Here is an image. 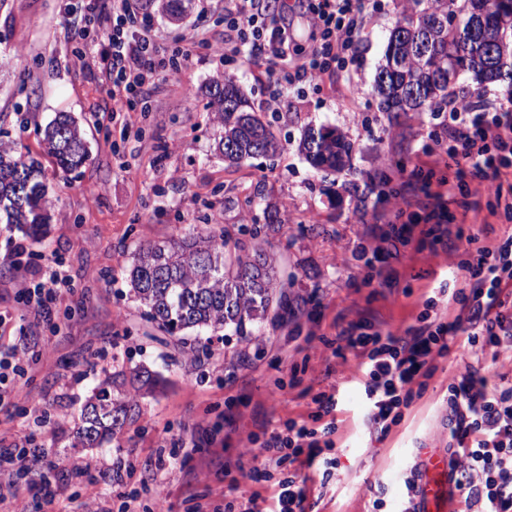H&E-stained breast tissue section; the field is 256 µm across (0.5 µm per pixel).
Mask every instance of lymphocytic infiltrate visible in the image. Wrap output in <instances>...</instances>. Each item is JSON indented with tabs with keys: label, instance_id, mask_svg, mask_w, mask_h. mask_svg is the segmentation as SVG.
I'll use <instances>...</instances> for the list:
<instances>
[{
	"label": "lymphocytic infiltrate",
	"instance_id": "lymphocytic-infiltrate-1",
	"mask_svg": "<svg viewBox=\"0 0 512 512\" xmlns=\"http://www.w3.org/2000/svg\"><path fill=\"white\" fill-rule=\"evenodd\" d=\"M302 6L313 26V44L305 53L288 32L284 0H224L213 20L224 29V65L249 61L262 67L267 83L277 87L267 102L271 112L291 106L280 87L300 86L328 70L347 68L368 18L384 3L302 0ZM107 17L112 34L100 63L112 83L116 113L147 106L149 82L178 69L209 44L203 30L188 39L158 35L142 0H89L86 22L99 26ZM418 153L423 162L412 170L411 179L426 204L386 240L401 243L421 229L430 246L458 252L457 268L465 274V285L432 289L415 325L404 334L362 319L342 326L333 342L338 350L355 351L363 359L368 429L379 438L402 421L413 398L425 390L434 360L465 342L476 360L464 377L448 386L449 458L465 460L456 469L454 512H512V375L490 371L492 362L512 351V95L504 94L492 112L449 106ZM476 179L494 182L495 201L488 209L506 225L491 246L480 244L463 225L448 222L450 205L466 212L475 209L470 184ZM8 258L25 274L17 303L41 318H52L56 287L66 280L63 259L20 243ZM453 304L460 313L449 322L443 310ZM30 360L24 330H16L9 345H0V406L6 404L11 386L28 376ZM313 402L314 409L285 421L262 445L270 467L265 478L275 489L270 508H262L254 497L243 512H308L304 471L310 467L319 471L321 487H328L338 465L326 455L334 447L338 402L332 391L316 394Z\"/></svg>",
	"mask_w": 512,
	"mask_h": 512
}]
</instances>
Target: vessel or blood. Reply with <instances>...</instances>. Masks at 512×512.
<instances>
[{
  "label": "vessel or blood",
  "mask_w": 512,
  "mask_h": 512,
  "mask_svg": "<svg viewBox=\"0 0 512 512\" xmlns=\"http://www.w3.org/2000/svg\"><path fill=\"white\" fill-rule=\"evenodd\" d=\"M450 489L447 453L429 448L422 449L418 460L414 498L416 512H449Z\"/></svg>",
  "instance_id": "1"
}]
</instances>
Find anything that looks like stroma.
Masks as SVG:
<instances>
[{
    "mask_svg": "<svg viewBox=\"0 0 512 512\" xmlns=\"http://www.w3.org/2000/svg\"><path fill=\"white\" fill-rule=\"evenodd\" d=\"M88 0H0V141L16 142L42 163L51 185L49 222L39 236L0 233V258L11 243L56 253L69 284L59 292L52 322L21 307L20 274L0 278V319L37 336L38 360L28 379L0 408V448L20 442L40 412L51 415L41 440L47 457L36 471L0 473L11 492L0 512H115L112 464L134 465L128 483L152 474L159 449L183 442L174 462L153 484V512H180L184 499L223 503L228 486L241 500L272 494L263 477L262 443L279 422L312 405L321 390L339 399L333 436L338 466L314 512H398L404 479L424 448L448 447V385L468 371L464 343L439 358L424 395L382 439L370 435L358 383L362 360L333 353L323 339L336 327L374 315L400 334L421 310L431 288L456 268L455 252L423 246L419 235L386 259L375 227L417 210L409 173L433 125L429 113L379 111L372 95L390 30L411 0H388L357 41L347 71L318 75L290 112L264 110L265 76L249 63L232 75L269 125L280 153L227 165L214 150L218 131L202 87L223 78L221 29L210 30L211 51L193 56L151 87V112L111 118L110 82L97 53L107 42L88 28ZM74 115L89 150L77 171L57 168L37 133L58 112ZM343 131L354 145L352 172L315 170L298 151L309 126ZM480 209L467 228L492 243L502 230L486 208L490 182L471 185ZM278 211L269 223L266 208ZM211 215L217 234L239 240L244 252L274 254L301 309L268 312L253 336L234 334L200 344L171 336L147 321L130 294L125 270L140 246L183 237ZM365 254H358V246ZM391 263L390 288L365 283V258ZM145 367L163 381L149 393L124 385L132 417L111 443L76 448L71 433L93 389L114 369Z\"/></svg>",
    "mask_w": 512,
    "mask_h": 512,
    "instance_id": "1",
    "label": "stroma"
}]
</instances>
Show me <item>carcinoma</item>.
Returning <instances> with one entry per match:
<instances>
[{"mask_svg": "<svg viewBox=\"0 0 512 512\" xmlns=\"http://www.w3.org/2000/svg\"><path fill=\"white\" fill-rule=\"evenodd\" d=\"M479 32H470L474 18ZM465 73L478 83H499L512 91V0H412L410 12L391 29L373 85L382 112H439L448 89ZM208 106L223 132L217 150L230 165L281 150L255 115L235 81L226 77L205 86ZM47 153L58 167L73 171L89 154L76 118L58 112L40 129ZM299 150L316 169H352L353 144L327 126L309 127ZM49 186L40 161L15 144L0 142V231L36 235L46 224ZM207 225L191 235L139 249L127 269L130 292L144 314L171 336L190 332L206 341L223 331L253 335L255 323L283 305L284 284L276 261L262 249L241 256ZM120 370L86 400L75 448H101L130 418L131 405L114 392ZM130 383L152 392L158 379L136 369Z\"/></svg>", "mask_w": 512, "mask_h": 512, "instance_id": "carcinoma-1", "label": "carcinoma"}]
</instances>
